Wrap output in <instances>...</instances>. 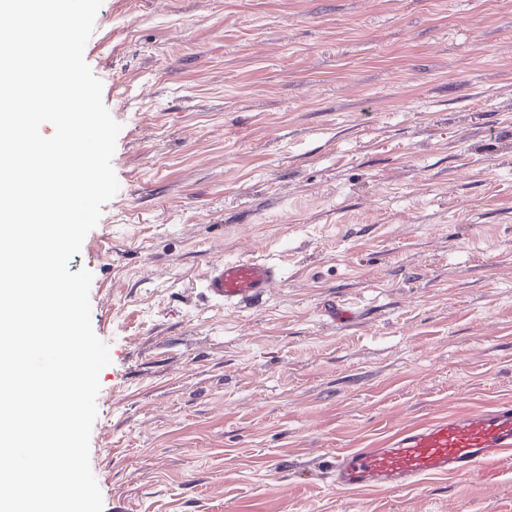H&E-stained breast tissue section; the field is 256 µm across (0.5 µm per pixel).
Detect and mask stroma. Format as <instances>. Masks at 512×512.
<instances>
[{
    "label": "stroma",
    "mask_w": 512,
    "mask_h": 512,
    "mask_svg": "<svg viewBox=\"0 0 512 512\" xmlns=\"http://www.w3.org/2000/svg\"><path fill=\"white\" fill-rule=\"evenodd\" d=\"M84 59L120 126L69 262L103 512H512V456L328 474L512 403V0H102ZM255 256L280 282L215 304L207 265Z\"/></svg>",
    "instance_id": "1"
}]
</instances>
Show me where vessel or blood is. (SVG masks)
Returning <instances> with one entry per match:
<instances>
[{
  "mask_svg": "<svg viewBox=\"0 0 512 512\" xmlns=\"http://www.w3.org/2000/svg\"><path fill=\"white\" fill-rule=\"evenodd\" d=\"M278 265L259 260L208 266L204 285L219 304H241L280 280ZM512 453V404L400 429L385 448L337 454L330 466L340 488H407L431 475H457Z\"/></svg>",
  "mask_w": 512,
  "mask_h": 512,
  "instance_id": "1",
  "label": "vessel or blood"
}]
</instances>
